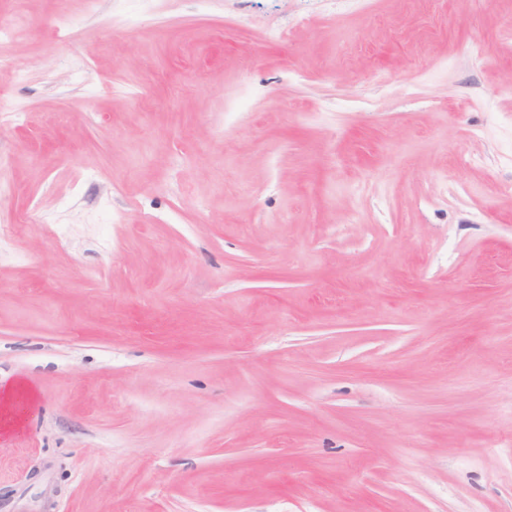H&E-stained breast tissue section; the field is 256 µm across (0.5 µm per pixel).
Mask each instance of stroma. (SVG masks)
Listing matches in <instances>:
<instances>
[{
    "label": "stroma",
    "instance_id": "stroma-1",
    "mask_svg": "<svg viewBox=\"0 0 512 512\" xmlns=\"http://www.w3.org/2000/svg\"><path fill=\"white\" fill-rule=\"evenodd\" d=\"M0 19V512H512V0Z\"/></svg>",
    "mask_w": 512,
    "mask_h": 512
}]
</instances>
